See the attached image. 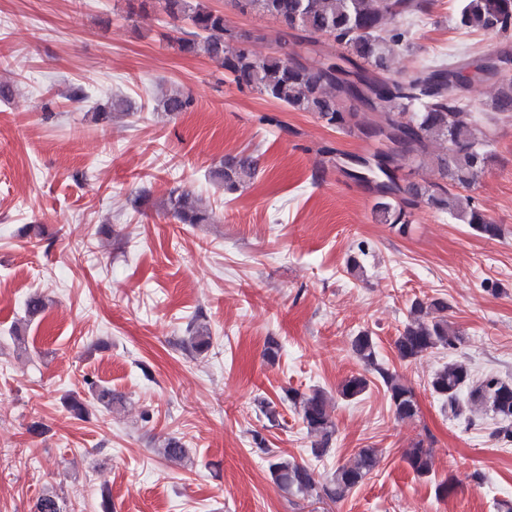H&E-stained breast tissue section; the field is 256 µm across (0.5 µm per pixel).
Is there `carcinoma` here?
Instances as JSON below:
<instances>
[{"label":"carcinoma","instance_id":"cac0c4a2","mask_svg":"<svg viewBox=\"0 0 512 512\" xmlns=\"http://www.w3.org/2000/svg\"><path fill=\"white\" fill-rule=\"evenodd\" d=\"M160 10L174 21L186 20L193 31L177 39L179 50L186 55H204L224 70V76L240 90L257 91L267 98L298 112H313L326 122L348 134L365 128H391L403 139L404 153L399 163L386 170L379 165L361 167L352 178H385L396 185L383 189L373 205L375 218L382 224L399 227L410 224L411 209L420 205L444 212L471 226L476 232L496 236L499 227L490 222L475 198L464 194L471 188L491 159L488 142L478 134L477 120L471 113L465 91L470 82L468 64L455 56L423 61L411 73L394 78L389 63L397 49L411 44L413 32L407 25H394L397 18L409 19L427 9L426 0H236L242 13H257L275 18L280 27L269 37L280 42L288 36L307 41L314 33L332 36L339 52L312 50L315 58L300 60L272 55L257 59L239 42L227 24L224 13L212 9L207 0H158ZM456 27L467 32L493 33L504 39L512 36V0H459ZM360 78L372 76L375 86L371 96L358 98L349 107L338 100L336 71ZM191 96L180 89L163 96L157 107L168 113L188 111ZM129 101L114 98L95 108L93 119L107 121L114 112H125ZM376 114L365 121L359 110ZM491 110L512 115V83L499 85ZM434 165L441 182L421 185L400 184L401 163ZM256 162L251 157L222 162L210 169L209 177L224 188L236 191L256 176ZM168 205L182 224H211L213 211L202 206L192 195L177 188L170 191ZM190 345L197 352L210 347L207 324L194 321L189 325ZM459 332L448 324V304L441 299H416L409 308V319L396 338L394 348L404 361L415 360L438 348L454 349ZM352 349L363 364L381 378L389 394L395 415L411 419L418 413L414 391L377 359L376 342L368 332H359ZM361 375L346 378L338 388L343 399H355L368 388ZM430 386L448 406V413L458 417L463 403L489 408L501 427L495 437L512 442V382L496 376L476 379L463 362L448 363L433 375ZM298 410L300 419L311 436L319 438L311 453L321 458L334 432L327 409V396L321 390L310 393L290 391L287 395ZM160 453L167 459H181L186 448L174 437L165 439ZM414 473L427 477L432 472V456L423 442L405 452ZM378 464L375 448H362L354 460L338 466L327 496L336 498L361 484ZM275 484L285 490L305 495L314 486L307 466L285 456L277 457L269 466Z\"/></svg>","mask_w":512,"mask_h":512}]
</instances>
